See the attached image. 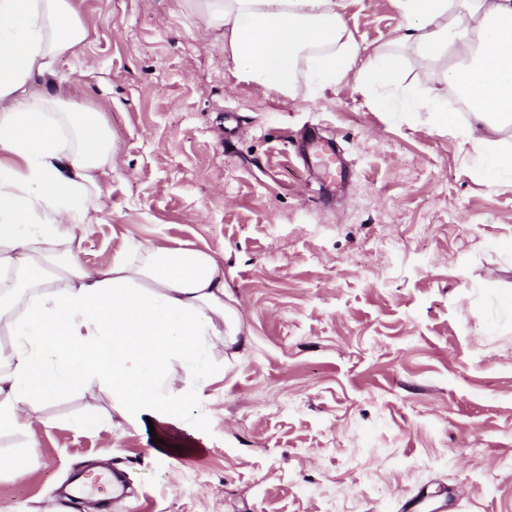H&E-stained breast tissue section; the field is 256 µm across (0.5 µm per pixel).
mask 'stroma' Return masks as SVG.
<instances>
[{
  "label": "stroma",
  "instance_id": "35a3bbf8",
  "mask_svg": "<svg viewBox=\"0 0 512 512\" xmlns=\"http://www.w3.org/2000/svg\"><path fill=\"white\" fill-rule=\"evenodd\" d=\"M81 50L57 78L112 132V210L86 225L91 269L138 241L185 243L224 266L243 342L188 418L197 451L150 455V432L48 405L0 435L31 451L0 471V512H44L102 467L70 512H512V177L461 133L386 112L374 83L294 95L238 81L224 42L183 0H72ZM363 55L404 59L396 101L455 102L447 64L399 43L394 0H338Z\"/></svg>",
  "mask_w": 512,
  "mask_h": 512
}]
</instances>
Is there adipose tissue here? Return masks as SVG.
Returning a JSON list of instances; mask_svg holds the SVG:
<instances>
[{"mask_svg":"<svg viewBox=\"0 0 512 512\" xmlns=\"http://www.w3.org/2000/svg\"><path fill=\"white\" fill-rule=\"evenodd\" d=\"M205 30L223 38L233 74L291 95L300 57L316 89L348 77L397 83L401 60L360 46L337 0H186ZM403 41L420 58H455L448 89L466 119L424 96L435 127L462 126L491 171L512 173V0H397ZM87 27L71 0H0V433L70 393L111 394L112 413L159 439L188 430L186 410L203 400L215 358L238 344L225 303L224 271L211 253L183 245H133L111 266L78 259L85 225L111 207L108 126L56 81L59 61Z\"/></svg>","mask_w":512,"mask_h":512,"instance_id":"1","label":"adipose tissue"}]
</instances>
